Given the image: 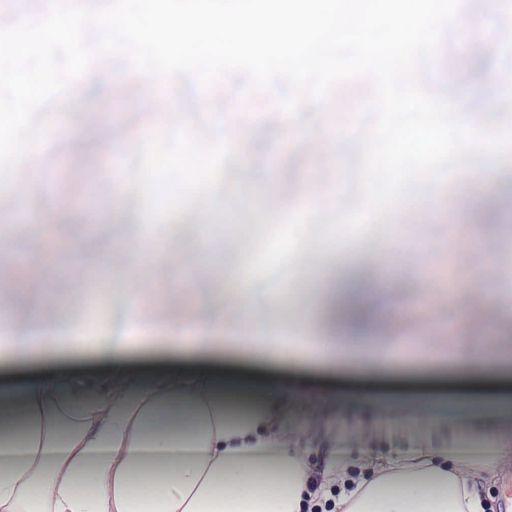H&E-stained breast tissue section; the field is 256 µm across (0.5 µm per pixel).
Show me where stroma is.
<instances>
[{
  "mask_svg": "<svg viewBox=\"0 0 512 512\" xmlns=\"http://www.w3.org/2000/svg\"><path fill=\"white\" fill-rule=\"evenodd\" d=\"M465 6L457 24L443 31L435 53L422 60V81L426 88H442L450 81L449 72H456L454 95L464 100L472 120L495 130L512 129V0H466ZM109 71L105 80L100 68L91 66L80 79L82 95L50 102L53 127L31 158L13 171L7 188L0 189V241H9L17 253L27 252L41 236L38 219L47 214L56 217V237H82L85 253L59 256L37 288L63 299L86 296L89 288L78 273L85 256L99 258L106 268L104 304L87 321L95 330L103 322L116 324L129 312L130 274L144 259L129 253L128 244L150 232L187 248L206 229L214 243L207 272L196 274L191 262L151 267L141 316H149L156 298L176 295L185 300L191 320L196 310L192 296L242 287L254 297L256 321L280 319L282 312L272 300L286 291L305 293L321 266L316 254L303 247L274 272H254L266 227L257 223L253 206L268 196L279 207H296L313 194L351 204L353 144L370 120L364 99L336 86L307 108L299 123L284 120L276 107L287 92L280 83L259 92L235 73L206 90L189 77L165 89L147 83L117 57ZM490 73L502 77L492 104L479 92ZM205 96L213 99V110L201 108ZM241 122L251 125L244 138L237 129ZM143 137L152 140L151 152L134 151ZM167 158L195 169L196 178L187 182L177 172L158 178V164ZM479 189L487 198L480 212L467 206ZM111 195L120 199L123 219L103 224L97 212ZM166 196L184 197L188 203L169 210L159 224L152 201ZM476 225L483 234L479 241L471 237ZM387 246L394 258L385 266L380 254ZM489 264L496 269L495 288L512 295V159L492 165L481 161L468 174L425 188L401 229L384 219L334 246L337 272L374 283L388 303L387 336L408 340L451 333L460 352L476 336H512V318L495 316L482 286L471 280L474 270ZM273 380L289 436L306 445L319 433L329 436L327 447L315 451V465H333L343 453H358L359 429L368 434L389 429L385 441L370 443L372 452H404L410 406L382 416L356 402V395L384 387L357 363L337 364L330 373L311 363L291 365L275 370ZM495 426L482 415L463 425L448 418L425 438L474 461L478 451L471 439Z\"/></svg>",
  "mask_w": 512,
  "mask_h": 512,
  "instance_id": "stroma-1",
  "label": "stroma"
}]
</instances>
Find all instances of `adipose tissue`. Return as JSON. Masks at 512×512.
Returning a JSON list of instances; mask_svg holds the SVG:
<instances>
[{"mask_svg":"<svg viewBox=\"0 0 512 512\" xmlns=\"http://www.w3.org/2000/svg\"><path fill=\"white\" fill-rule=\"evenodd\" d=\"M279 322L258 325L248 292L200 298L203 319L183 323L180 299L153 311L163 320L160 349L190 357L169 369L98 373L69 370V342L85 332L79 306L57 299L0 303V346L20 360V375L0 378V512H496L487 489L512 459L501 438H485L486 455L465 461L424 441L399 455L361 453L340 468L315 469L311 449L289 444L280 430V407L256 376L220 378L205 358L222 347H254L281 362L285 342L306 347L309 358L333 366L335 351L311 336L306 300L281 296ZM341 320L358 334L364 366L396 370L393 347L373 332L381 316L364 286L344 294ZM237 311V325L215 312ZM142 335L128 316L115 331L100 328L90 355L129 352ZM495 337H477L461 359L498 378L490 394L413 398L417 432L446 411H480L512 423V355L495 349Z\"/></svg>","mask_w":512,"mask_h":512,"instance_id":"adipose-tissue-1","label":"adipose tissue"}]
</instances>
